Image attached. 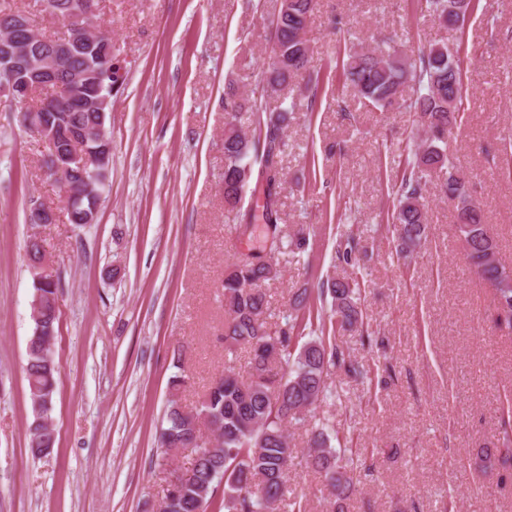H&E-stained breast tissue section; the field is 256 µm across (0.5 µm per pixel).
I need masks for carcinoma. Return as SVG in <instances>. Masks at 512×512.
<instances>
[{
    "mask_svg": "<svg viewBox=\"0 0 512 512\" xmlns=\"http://www.w3.org/2000/svg\"><path fill=\"white\" fill-rule=\"evenodd\" d=\"M315 6L316 0L280 3L270 31L280 59L269 57L267 66L255 75L257 82L273 93L291 92L300 79L307 78L308 95L292 98V112L302 108L314 111L319 87L329 78L320 68L309 71L310 47L304 33ZM424 6L450 28L465 22V17L448 10V0H424ZM397 54L398 49L384 40L372 51L363 46L344 51L336 57L334 68L364 105L382 112L400 104L406 90H411L408 107L430 132L421 151L406 159L400 181L392 187L395 250L404 254V243H418L427 237L424 209L428 182L436 181L439 192L449 200L469 201L471 195L464 173L441 146L445 134L460 122V60L445 45L432 47L411 62L396 59ZM86 71L85 54H69L62 64L60 82L43 88L40 103L51 106L68 90L67 80ZM67 112V126L74 132L100 124L97 113L79 105L68 107ZM224 112V209L234 214L236 231L245 232L254 214L242 208L244 188L251 181L263 184L269 251L277 257L294 256L308 246V239L299 233L288 235L281 224L278 194L286 116L238 96L232 86L224 95ZM240 112L258 114V136L250 138L237 128ZM254 158L259 160L257 169L252 164ZM454 218L469 270L492 290L501 315L512 327V288L500 287L506 266L498 258V243L488 231L480 204L455 207ZM276 274V264L259 254L238 257L224 270V351L229 357L242 347L249 349L248 377L224 367L190 409L183 406L181 398L184 378H171L158 447L164 459L171 448L180 453L191 451L192 459L188 469L171 472L158 512H207L218 495L223 512H306L305 495L288 489V466L295 450L288 446L286 427L304 420L331 396L326 382L330 367L342 364L347 371L366 376L326 333L321 306L324 301L330 305V325L363 334L361 289L357 281L344 277L331 278L315 291L300 289L290 299L284 322L272 324L263 285ZM33 288L39 293L33 322L40 336L27 352L26 377L34 416L28 450L36 457L37 449L52 448L56 443L54 430L44 426L43 420L53 407L58 370L36 351L54 339L57 282L35 279ZM208 430L219 435L220 447L207 446L204 437ZM336 439L335 428H315L304 460L328 487L331 512H344L343 503L355 491L357 477L355 468L341 457L346 449L332 444Z\"/></svg>",
    "mask_w": 512,
    "mask_h": 512,
    "instance_id": "carcinoma-1",
    "label": "carcinoma"
}]
</instances>
